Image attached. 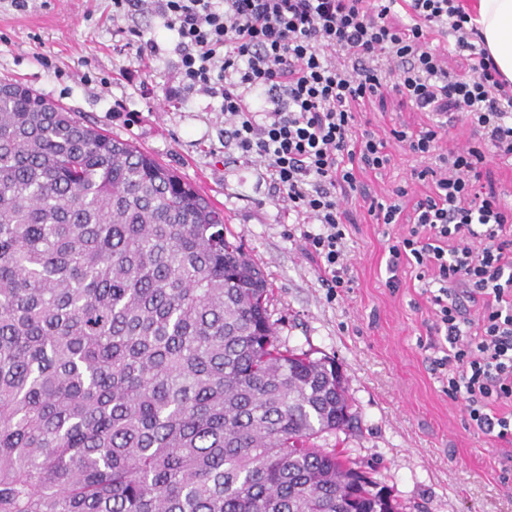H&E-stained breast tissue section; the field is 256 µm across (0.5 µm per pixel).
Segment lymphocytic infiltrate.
<instances>
[{
  "label": "lymphocytic infiltrate",
  "instance_id": "lymphocytic-infiltrate-1",
  "mask_svg": "<svg viewBox=\"0 0 512 512\" xmlns=\"http://www.w3.org/2000/svg\"><path fill=\"white\" fill-rule=\"evenodd\" d=\"M148 8L175 32L184 89L221 98L224 150L306 223L304 250L329 290L353 284L341 199L385 167L386 139L357 127L356 108L385 83L431 125L391 129L424 159L430 190L389 247L387 284L415 271L433 309L425 346L469 428L512 443V207L484 192L490 157L512 158V81L499 71L462 0H113ZM449 37L467 67H444ZM477 144L439 150L448 127Z\"/></svg>",
  "mask_w": 512,
  "mask_h": 512
}]
</instances>
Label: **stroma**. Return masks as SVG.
<instances>
[{
	"mask_svg": "<svg viewBox=\"0 0 512 512\" xmlns=\"http://www.w3.org/2000/svg\"><path fill=\"white\" fill-rule=\"evenodd\" d=\"M112 0H0V81H18L85 124L128 141L199 188L263 270L268 308L285 347L336 359L358 426L322 439L384 486L404 512H512V445L468 429L462 404L439 382L420 342L432 312L411 269L388 288V246L406 224H376L371 199L397 187L404 209L426 193L412 180L420 165L394 127L418 129L431 116L394 92L366 103L364 128L386 140L389 163L363 172L344 200L354 284L329 298L317 263L302 249L297 224L252 166L224 153L221 101L176 85V36L150 11L113 17ZM162 52L136 57L134 32Z\"/></svg>",
	"mask_w": 512,
	"mask_h": 512,
	"instance_id": "1",
	"label": "stroma"
}]
</instances>
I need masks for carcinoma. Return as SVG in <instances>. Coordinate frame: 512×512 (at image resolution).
<instances>
[{
  "label": "carcinoma",
  "instance_id": "obj_1",
  "mask_svg": "<svg viewBox=\"0 0 512 512\" xmlns=\"http://www.w3.org/2000/svg\"><path fill=\"white\" fill-rule=\"evenodd\" d=\"M224 216L0 82V512H400L326 435L340 367L282 348Z\"/></svg>",
  "mask_w": 512,
  "mask_h": 512
}]
</instances>
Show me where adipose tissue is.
Here are the masks:
<instances>
[{"label":"adipose tissue","mask_w":512,"mask_h":512,"mask_svg":"<svg viewBox=\"0 0 512 512\" xmlns=\"http://www.w3.org/2000/svg\"><path fill=\"white\" fill-rule=\"evenodd\" d=\"M473 21L499 70L512 81V0H476Z\"/></svg>","instance_id":"obj_1"}]
</instances>
